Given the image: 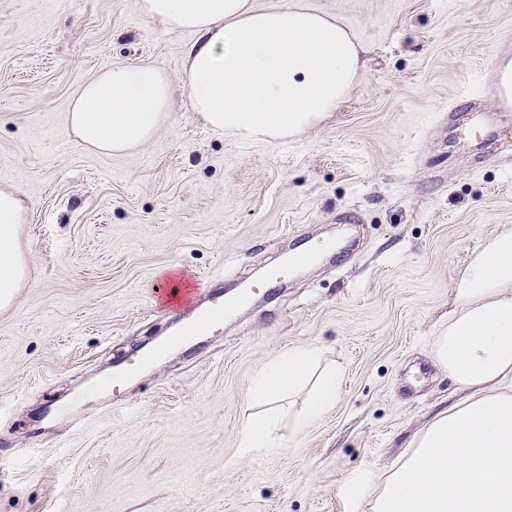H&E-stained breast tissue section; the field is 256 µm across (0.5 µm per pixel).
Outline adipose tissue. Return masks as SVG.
I'll return each mask as SVG.
<instances>
[{"label": "adipose tissue", "instance_id": "obj_1", "mask_svg": "<svg viewBox=\"0 0 512 512\" xmlns=\"http://www.w3.org/2000/svg\"><path fill=\"white\" fill-rule=\"evenodd\" d=\"M170 30H191L181 80L193 112L213 131L249 139L297 137L336 111L358 84L362 47L336 17L298 0L263 9L254 0H138ZM158 65L112 63L80 87L69 119L86 147L131 154L175 109ZM17 192L0 191V306L11 302L26 260L16 244ZM436 367L470 397L432 420L401 463L381 477L371 512H512V228L488 238L452 290L432 338ZM315 352L293 349L249 386V402H274L308 377ZM340 369L322 373L293 432L336 400Z\"/></svg>", "mask_w": 512, "mask_h": 512}]
</instances>
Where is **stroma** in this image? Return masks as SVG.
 I'll return each mask as SVG.
<instances>
[{"instance_id": "stroma-1", "label": "stroma", "mask_w": 512, "mask_h": 512, "mask_svg": "<svg viewBox=\"0 0 512 512\" xmlns=\"http://www.w3.org/2000/svg\"><path fill=\"white\" fill-rule=\"evenodd\" d=\"M300 2L349 26L365 69L322 124L269 142L192 112L196 36L137 0H0V191L32 258L0 309V512H371L354 485L464 398L430 338L470 253L512 227V111L491 90L512 0ZM114 62L176 80L132 155L85 148L68 118ZM295 246L315 254L291 271ZM174 271L257 294L123 374L175 327L157 293ZM305 345L342 370L335 405L244 454L249 381Z\"/></svg>"}]
</instances>
